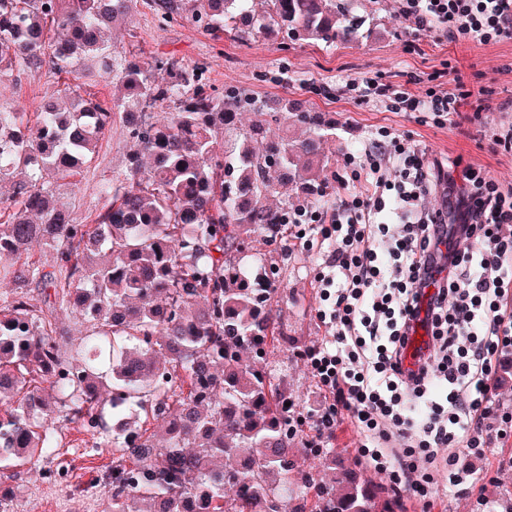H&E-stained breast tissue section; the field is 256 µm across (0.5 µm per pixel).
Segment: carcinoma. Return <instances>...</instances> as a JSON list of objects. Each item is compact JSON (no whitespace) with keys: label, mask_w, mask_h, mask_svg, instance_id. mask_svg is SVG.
<instances>
[{"label":"carcinoma","mask_w":512,"mask_h":512,"mask_svg":"<svg viewBox=\"0 0 512 512\" xmlns=\"http://www.w3.org/2000/svg\"><path fill=\"white\" fill-rule=\"evenodd\" d=\"M132 2L0 0V79L45 65L63 77L38 112L0 106V181L13 188L0 197V285H14L0 293V470L59 455L56 408L106 433L111 512H396L394 491L336 470L334 448L318 456L332 481L296 468L284 380L244 359L286 343L274 260L255 244L272 243L298 201L324 197L335 124L286 97L219 93L199 66L112 51L106 32ZM262 2L147 6L217 40L328 48L374 33L353 0ZM98 78L125 94L96 99L87 82ZM164 106L170 116L153 119ZM117 121L136 150L83 224L45 176L78 174ZM34 242L51 269L28 260ZM58 308L95 336L63 349ZM106 406L129 418L124 430L108 429Z\"/></svg>","instance_id":"obj_1"}]
</instances>
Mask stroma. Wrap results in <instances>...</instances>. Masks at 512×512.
Returning a JSON list of instances; mask_svg holds the SVG:
<instances>
[{
	"label": "stroma",
	"mask_w": 512,
	"mask_h": 512,
	"mask_svg": "<svg viewBox=\"0 0 512 512\" xmlns=\"http://www.w3.org/2000/svg\"><path fill=\"white\" fill-rule=\"evenodd\" d=\"M357 13L368 16L375 33L352 44L324 50L257 38L249 41L215 40L181 19L164 21L138 0L132 21L110 36L116 51L136 50L142 59L201 63L216 89L233 85L256 97L282 96L324 113L336 124V140L361 149L380 127L409 136L429 161L451 167L455 162L485 170L503 188L512 189V151L479 148V140L512 130V112L497 108L512 98V41L483 45L454 43L440 32H424L404 17L395 0H356ZM454 61L470 90L487 88L489 108L480 121L461 128L452 122L436 125L431 113L412 118L407 112H391L385 105H361L357 83L380 76L383 82L405 86L424 94L427 77ZM56 89L48 69L24 72L0 83V105L36 111L44 97ZM132 142L120 128H112L99 143L92 162L79 174L55 183L61 204L77 219L95 214L106 204L99 186L112 174L125 170ZM279 270L278 310L288 328L287 347L268 355L267 368L276 370L288 386L295 414L304 423L324 411L327 402L307 368L305 353L330 336L317 315L319 290L316 273L324 254L320 247L307 248L292 235L271 246ZM63 447L58 458L24 469L16 480L14 499L22 512H109L111 493L105 478L112 470V451L101 434L81 425H59ZM66 464L64 476L49 481L45 472ZM458 465L471 473L467 485L448 488L447 474L439 476V490L432 507L404 496L406 512H504L512 501V428L483 458L460 454Z\"/></svg>",
	"instance_id": "obj_1"
}]
</instances>
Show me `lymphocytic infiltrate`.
Instances as JSON below:
<instances>
[{"label": "lymphocytic infiltrate", "mask_w": 512, "mask_h": 512, "mask_svg": "<svg viewBox=\"0 0 512 512\" xmlns=\"http://www.w3.org/2000/svg\"><path fill=\"white\" fill-rule=\"evenodd\" d=\"M399 12L452 42L512 40V0H400ZM374 98L389 99L398 112L455 114L463 122L485 109L483 95L468 89L433 88L418 97L369 78L359 101ZM379 134L363 158L344 159L364 167V190L326 219L305 208L288 214L305 246L332 245L316 281L318 318L334 332L305 355L330 400L313 432L321 441L350 420L367 466L427 502L428 465L443 460L449 487L461 486L469 474L453 467L458 451L482 457L497 439L489 423L499 409L488 382L497 354L512 349V191L482 169L444 171L406 147L404 136ZM392 159L398 166L389 175L382 165ZM432 188L441 192L442 210H419ZM419 328L430 331L432 350L409 370L408 336Z\"/></svg>", "instance_id": "1"}]
</instances>
